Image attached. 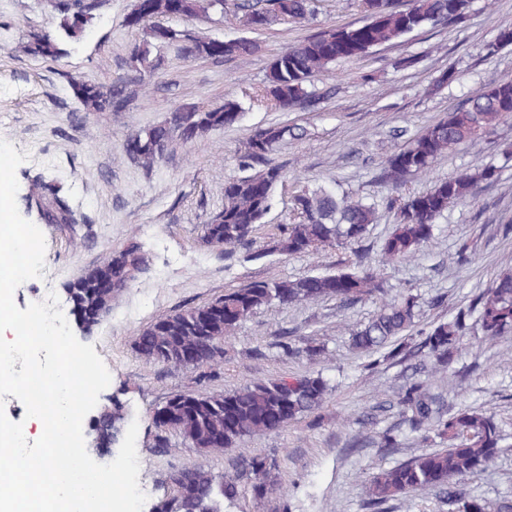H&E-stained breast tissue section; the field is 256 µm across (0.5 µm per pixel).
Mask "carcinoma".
<instances>
[{
  "instance_id": "1",
  "label": "carcinoma",
  "mask_w": 512,
  "mask_h": 512,
  "mask_svg": "<svg viewBox=\"0 0 512 512\" xmlns=\"http://www.w3.org/2000/svg\"><path fill=\"white\" fill-rule=\"evenodd\" d=\"M218 0H183L187 17L211 19L218 10ZM367 21L357 27L326 28L318 34L287 46L274 60L267 75L266 97L287 109L312 97V78L340 61L357 60L377 47L392 43L426 24L448 25L460 20L470 0H413L411 8L400 10L393 0H361ZM314 13L313 0H267V6L248 7L245 25L262 30L277 21L303 22ZM59 28L70 39L79 38L85 27L63 14ZM142 41L130 56V67L139 76L153 77L157 69L153 50L160 40L149 24L142 26ZM167 44L191 58H209L224 62L260 51L259 42L248 37L218 41L187 30L174 28ZM512 46V25L499 29L488 44L494 54ZM33 53L56 58L61 53L56 40L46 37L36 43ZM74 97L87 112H112L127 106L132 91L127 81H117L108 88L73 80ZM243 107L232 99L215 108L193 104L177 107L160 125L145 127L128 137L126 151L144 168H152L165 156L167 145L181 141L192 143L208 132L235 124ZM512 114V79H503L483 87L444 118L428 125L385 161L381 179L399 190L408 179L429 171L436 159L463 144H473ZM304 129L296 126H269L258 129L244 145L240 166L244 175L224 184V207L204 230L207 245L224 244V249L245 245L263 223L271 206L272 192L282 176V168L269 155L277 144L291 137L299 139ZM262 164L264 168L254 169ZM498 177V168L490 165L466 170L439 180L423 192L392 196L388 208L395 223L381 244V257L390 264L413 256L434 233L437 220L448 204L474 197L483 183ZM33 185L26 195L36 206L40 220L69 230L74 228L67 201L53 193L46 198ZM297 220L284 224L273 239L271 250L284 256L316 253L325 248L361 243L372 224L377 222L376 205L352 199L335 190L318 186L296 196ZM352 266L334 274H315L294 279L272 277L252 281L230 289L214 299L224 304V318L209 325L198 323L208 304L178 309L147 326L136 339V349L146 359L180 367V352L186 347L199 351L197 367L210 366L224 356V342L229 333L257 310L273 303L280 305L311 303L336 299L353 303L367 298L380 299L378 311L351 334L352 348L360 353L378 354L385 360L402 352L430 359L437 372H445L460 340L476 318L483 336L489 340L512 334V269L497 273L489 286L476 295L473 304L459 310L447 322H433L425 330L417 327V300L411 294L386 298L380 274L363 264L355 254ZM115 288L108 293L96 286L92 268L67 284L65 292L71 312L79 313L78 327L88 333L97 324V313L112 307V299L149 265L148 255L131 245L110 257ZM421 336L410 346L407 340ZM328 383L319 376L303 375L246 385L232 392L194 395L188 410L186 392L172 395L166 402L174 419V431L192 447L202 452L217 450L213 440L224 438L228 448L245 439L284 427L301 418L318 419L329 395ZM397 404L410 430L421 441L428 432L439 438L435 448L427 449L407 461L379 470L367 483L365 506L370 512H382L391 500L406 499L420 493L435 492L447 498L457 512H512V499L490 502L465 489V480L483 471L501 450L502 434L495 415L480 407H461L448 415L438 404L425 381L402 386ZM126 416L115 402L104 405L90 424L93 435L101 439L119 438ZM245 480L257 498L264 497L272 479V465L258 456H245L236 477L228 479L201 468L176 474L172 481L177 496L156 507V512H224V503L239 494Z\"/></svg>"
}]
</instances>
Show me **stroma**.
Here are the masks:
<instances>
[{"label":"stroma","mask_w":512,"mask_h":512,"mask_svg":"<svg viewBox=\"0 0 512 512\" xmlns=\"http://www.w3.org/2000/svg\"><path fill=\"white\" fill-rule=\"evenodd\" d=\"M243 3L224 0L219 21L182 18L171 25L223 40L251 34L261 44L259 53L215 64L160 48L157 75L136 86L125 109L85 116L68 79L100 86L131 79L129 56L141 39L140 30L126 23L132 0H101L95 20L77 40L64 37L59 12L42 0H0V139L25 156L16 170L18 192L26 194L38 178L59 185L76 222L72 233L41 225L43 275L21 284L14 301L24 309L50 290L66 302L67 283L105 256L131 244L147 253L148 269L81 338L94 346L111 375L99 404L119 400L127 421L138 424L136 451L147 488L143 512L175 494L172 478L179 471L202 466L232 475L243 455L273 460L275 486L259 499L242 485L226 512H366L368 477L424 449L396 406L409 361L373 366L349 345L350 329L371 318L378 301L325 299L262 308L235 327L224 343L223 360L200 370L147 361L135 341L170 311L201 305L225 290L269 277L334 272L351 263L355 253L341 247L288 257L271 252L279 226L294 217L295 196L307 185L326 184L381 203L378 222L358 251L380 271L389 293L417 295L419 327L451 318L501 267L512 266V235L502 231L512 225V117L482 141L460 146L438 158L429 173L408 180L402 189L406 195L466 169L490 163L499 169L497 181L478 189L474 199L449 204L433 238L414 258L380 263L382 240L395 220L385 206L392 190L380 178L386 157L403 137L443 118L475 91L512 78V48L486 50L501 26L512 25V0H472L461 23L428 25L362 59L336 63L316 76L313 104L289 109L265 97L275 58L289 44L331 26L361 25L365 16L357 0H316L313 19L252 33L244 24ZM48 35L65 51L60 59L30 54L32 44ZM449 71L453 82L437 86ZM228 98L243 107L233 126L170 146L163 162L151 169L128 156L127 138L163 123L179 105L213 108ZM273 125H298L307 134L286 139L272 156L285 178L274 190L264 224L250 243L231 251L204 245L203 230L224 205L225 182L240 174L245 142L255 130ZM463 244L470 261L461 265L453 256ZM290 339L310 343L319 355L286 356L281 344ZM300 375L321 376L331 388L316 428L301 418L218 453L192 448L173 430L162 434L167 447L155 445L161 433L151 414L172 394L227 392ZM432 390L447 408L481 406L495 412L505 446L467 487L492 501L512 498V337L489 341L473 328L448 373L433 378ZM388 428L399 440L393 450L374 442Z\"/></svg>","instance_id":"1"}]
</instances>
